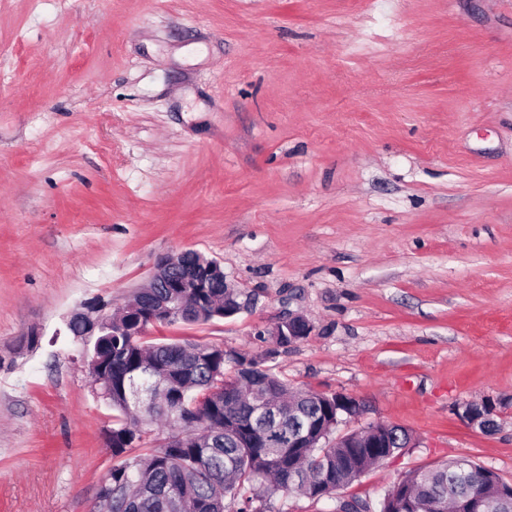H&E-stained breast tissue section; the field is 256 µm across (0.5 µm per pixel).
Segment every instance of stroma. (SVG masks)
<instances>
[{
  "mask_svg": "<svg viewBox=\"0 0 512 512\" xmlns=\"http://www.w3.org/2000/svg\"><path fill=\"white\" fill-rule=\"evenodd\" d=\"M184 250L253 303L147 340L415 434L341 497L512 483V0H0V512H96L112 412L64 322ZM487 397L491 433L454 411ZM313 326L301 314L290 313L285 319L278 321L272 328V336L275 337L279 347L287 348L311 335Z\"/></svg>",
  "mask_w": 512,
  "mask_h": 512,
  "instance_id": "1",
  "label": "stroma"
}]
</instances>
